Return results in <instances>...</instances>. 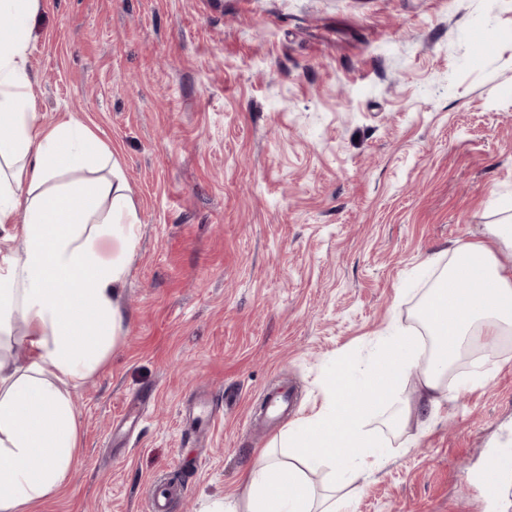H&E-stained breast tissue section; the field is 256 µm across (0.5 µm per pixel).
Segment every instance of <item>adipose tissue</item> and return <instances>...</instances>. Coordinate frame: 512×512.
I'll use <instances>...</instances> for the list:
<instances>
[{
  "label": "adipose tissue",
  "instance_id": "adipose-tissue-1",
  "mask_svg": "<svg viewBox=\"0 0 512 512\" xmlns=\"http://www.w3.org/2000/svg\"><path fill=\"white\" fill-rule=\"evenodd\" d=\"M40 0H0L16 22L0 35V512H27L66 480L79 446L70 387L92 375L127 331L121 290L126 258L137 244L138 217L120 170L111 177L53 187L60 171L79 169L104 155L103 145L73 121L39 123L27 92L31 23ZM18 224L24 241L14 251L4 227ZM104 233L121 241L123 257L107 261L95 248ZM432 301L419 319L426 343L402 331L384 337L390 357L354 383V365L340 359L327 380L330 407L302 418L281 442L295 449L282 465L265 453L244 473V512H349L351 498L330 489L315 499L309 471L327 464L361 490L384 462L367 416L386 398L393 412L382 421L395 432L448 401L456 365L467 362L471 380L490 374V358L512 335V270L501 267L483 242L451 251ZM457 286L459 308L436 309ZM23 326L29 357L11 356L15 326ZM417 378L415 399L396 398L398 385Z\"/></svg>",
  "mask_w": 512,
  "mask_h": 512
}]
</instances>
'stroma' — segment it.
Returning a JSON list of instances; mask_svg holds the SVG:
<instances>
[{
    "label": "stroma",
    "instance_id": "1",
    "mask_svg": "<svg viewBox=\"0 0 512 512\" xmlns=\"http://www.w3.org/2000/svg\"><path fill=\"white\" fill-rule=\"evenodd\" d=\"M29 73L41 124L119 160L140 224L127 332L70 389L81 446L37 512H147L172 478L170 512L243 506L244 471L324 406L341 356L422 334L449 250L512 267V0H40ZM494 358L390 435L352 512H512V475L481 492L512 438V336ZM275 384L295 404L264 424ZM512 474V449L504 448L487 455L481 481L489 498H497L503 490V478Z\"/></svg>",
    "mask_w": 512,
    "mask_h": 512
}]
</instances>
